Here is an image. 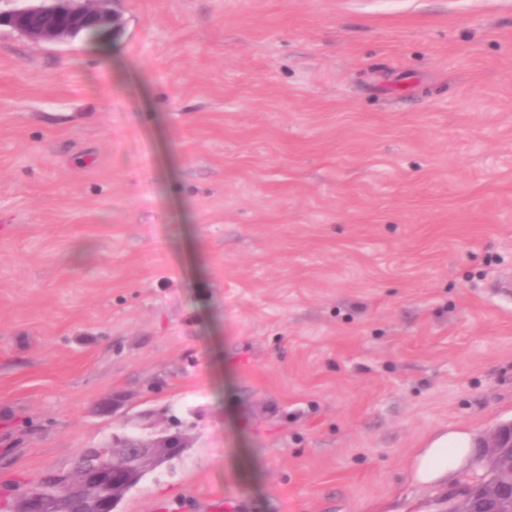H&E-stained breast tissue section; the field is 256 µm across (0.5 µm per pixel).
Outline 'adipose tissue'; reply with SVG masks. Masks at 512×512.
Wrapping results in <instances>:
<instances>
[{
  "label": "adipose tissue",
  "mask_w": 512,
  "mask_h": 512,
  "mask_svg": "<svg viewBox=\"0 0 512 512\" xmlns=\"http://www.w3.org/2000/svg\"><path fill=\"white\" fill-rule=\"evenodd\" d=\"M471 449V436L463 430L435 434L416 456L413 475L424 484H442L462 466L467 465Z\"/></svg>",
  "instance_id": "1"
}]
</instances>
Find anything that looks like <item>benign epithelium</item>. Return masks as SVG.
I'll return each instance as SVG.
<instances>
[{"instance_id":"1","label":"benign epithelium","mask_w":512,"mask_h":512,"mask_svg":"<svg viewBox=\"0 0 512 512\" xmlns=\"http://www.w3.org/2000/svg\"><path fill=\"white\" fill-rule=\"evenodd\" d=\"M111 0H52L49 6L20 4L0 11V25H8L27 36L56 41L90 29L105 30L118 25L117 16L108 7ZM117 461L107 469H83L79 476L59 475L55 486L65 489L57 503L41 492L21 495L18 512H112L108 498H97L93 490L102 483L132 488L136 476L161 458H170L186 447L181 433L175 432L157 441L140 437H112ZM479 464L486 476L462 486L448 499V512H509L512 509V421L491 429L482 439Z\"/></svg>"}]
</instances>
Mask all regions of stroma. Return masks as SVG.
<instances>
[{
    "label": "stroma",
    "instance_id": "35a3bbf8",
    "mask_svg": "<svg viewBox=\"0 0 512 512\" xmlns=\"http://www.w3.org/2000/svg\"><path fill=\"white\" fill-rule=\"evenodd\" d=\"M0 26V492L113 435L115 512H446L512 421V0H112ZM112 0H52L49 6L20 4L0 11V25H8L27 36L56 41L90 29L105 30L118 25L117 16L108 7ZM471 436L463 430L435 434L414 459V478L424 484L447 482L462 466L468 464Z\"/></svg>",
    "mask_w": 512,
    "mask_h": 512
}]
</instances>
